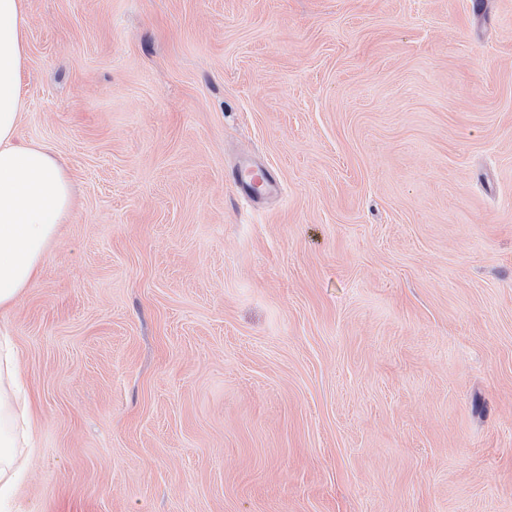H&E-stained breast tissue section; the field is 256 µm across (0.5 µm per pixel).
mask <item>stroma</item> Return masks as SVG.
I'll use <instances>...</instances> for the list:
<instances>
[{
	"label": "stroma",
	"instance_id": "1",
	"mask_svg": "<svg viewBox=\"0 0 512 512\" xmlns=\"http://www.w3.org/2000/svg\"><path fill=\"white\" fill-rule=\"evenodd\" d=\"M25 10L11 512H512V0ZM236 184L241 195L255 201L256 195H269L276 189V183L270 180L260 167L251 164L237 170Z\"/></svg>",
	"mask_w": 512,
	"mask_h": 512
}]
</instances>
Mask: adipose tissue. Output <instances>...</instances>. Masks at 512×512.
<instances>
[{"mask_svg": "<svg viewBox=\"0 0 512 512\" xmlns=\"http://www.w3.org/2000/svg\"><path fill=\"white\" fill-rule=\"evenodd\" d=\"M27 29L23 0H0V310L12 308L40 275L73 205L70 182L53 154L17 137ZM21 378L17 354L0 336V510L27 467L21 447L35 438L32 404L16 397Z\"/></svg>", "mask_w": 512, "mask_h": 512, "instance_id": "obj_1", "label": "adipose tissue"}]
</instances>
